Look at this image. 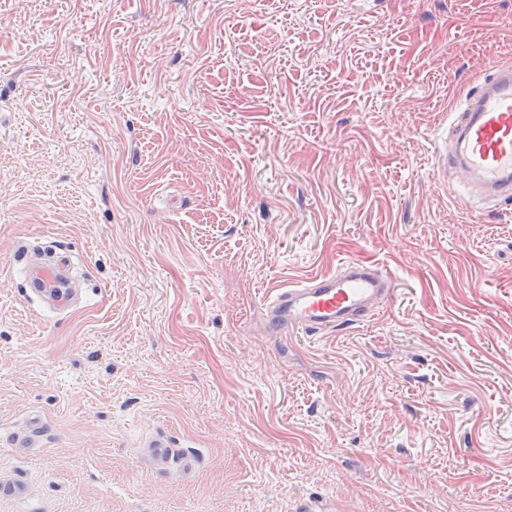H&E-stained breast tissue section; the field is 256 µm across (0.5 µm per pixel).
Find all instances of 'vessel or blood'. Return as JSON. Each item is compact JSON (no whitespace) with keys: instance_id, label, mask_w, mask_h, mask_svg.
<instances>
[{"instance_id":"b4317fda","label":"vessel or blood","mask_w":512,"mask_h":512,"mask_svg":"<svg viewBox=\"0 0 512 512\" xmlns=\"http://www.w3.org/2000/svg\"><path fill=\"white\" fill-rule=\"evenodd\" d=\"M451 140L443 165L457 179L450 194H466L484 205L512 201V65L493 64L476 91L466 95L451 126ZM25 288L30 299L48 309L67 315L79 309L68 286L74 267L71 255L54 262L32 259L20 249ZM392 280L371 262L351 258L335 273L312 277L304 282L271 291L265 298V320L269 332L292 328L316 336L359 323L391 298ZM155 471L172 463L193 469L194 457L181 455L164 434L142 444Z\"/></svg>"}]
</instances>
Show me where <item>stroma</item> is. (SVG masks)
I'll return each mask as SVG.
<instances>
[{
    "label": "stroma",
    "mask_w": 512,
    "mask_h": 512,
    "mask_svg": "<svg viewBox=\"0 0 512 512\" xmlns=\"http://www.w3.org/2000/svg\"><path fill=\"white\" fill-rule=\"evenodd\" d=\"M496 61L512 0H0V512H512V206L438 172ZM350 258L369 321L265 332ZM31 249L22 246L19 259L23 267L25 288L30 299L37 300L48 309L63 314H71L79 309L81 302L76 300L68 288L69 273L74 267L72 256L65 252L62 259L43 262L32 259ZM143 448H138L139 455H145L153 463V469L158 472H164L176 460L183 469L192 470L195 466L196 459L188 455H179L172 448L171 441L162 433L143 442Z\"/></svg>",
    "instance_id": "stroma-1"
}]
</instances>
